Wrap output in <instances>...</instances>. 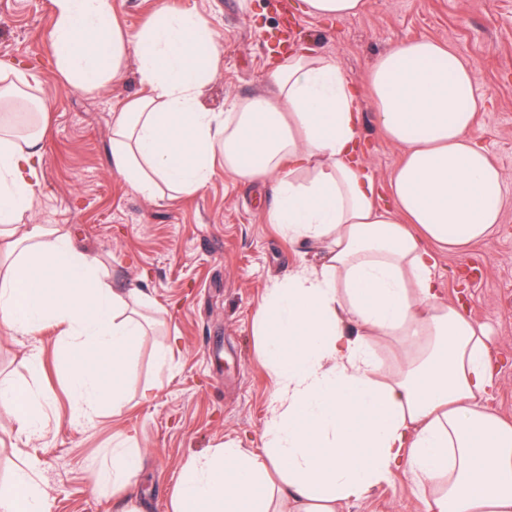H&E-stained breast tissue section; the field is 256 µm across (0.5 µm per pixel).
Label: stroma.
I'll return each instance as SVG.
<instances>
[{
    "instance_id": "35a3bbf8",
    "label": "stroma",
    "mask_w": 512,
    "mask_h": 512,
    "mask_svg": "<svg viewBox=\"0 0 512 512\" xmlns=\"http://www.w3.org/2000/svg\"><path fill=\"white\" fill-rule=\"evenodd\" d=\"M275 2L112 0L133 33L162 4L210 16L223 47L203 97L214 112L265 89L269 64L282 52ZM298 21L299 40L338 61L357 83L380 53L408 38H433L459 51L487 101L473 134L512 196V0H367L356 16ZM52 26V0H0V60L32 73L30 93L50 115L37 198L24 221L65 228L104 261L113 287L142 289L153 305L141 311L144 332L126 361L124 407L87 421L71 417L56 348L61 327L50 324L34 336L0 328V380L44 397L38 436L0 409V490L9 491L18 467L30 460L38 464L49 512H113V501L128 493L140 512H172L174 486L191 457L231 441L255 453L263 448L275 386L254 319L271 282L319 263L324 249L299 247L268 223L270 189L221 173L203 193L175 202L134 192L113 170L111 146L113 112L143 90L137 58L129 56L100 90H75L57 69ZM360 109L365 161L387 182L402 151L381 135L369 99H361ZM436 260L442 300L464 299L488 329L499 384L487 405L512 421V209L493 237L461 253L437 252ZM174 340L179 352L170 365H159L157 352ZM34 349L42 360L37 371L29 363ZM129 437L143 451L140 470L126 490L96 489L90 471ZM427 497L424 485L401 469L345 512H427Z\"/></svg>"
}]
</instances>
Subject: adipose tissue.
<instances>
[{
    "label": "adipose tissue",
    "mask_w": 512,
    "mask_h": 512,
    "mask_svg": "<svg viewBox=\"0 0 512 512\" xmlns=\"http://www.w3.org/2000/svg\"><path fill=\"white\" fill-rule=\"evenodd\" d=\"M56 64L69 86L94 92L139 61L143 94L112 115V167L138 194L176 201L204 191L217 171L271 183L267 214L290 240L321 241V264L301 266L266 292L254 327L278 391L256 454L228 446L183 468L173 512H269L271 494L302 512H341L395 470L430 489L428 512H512V423L487 408L497 371L484 331L463 303H444L439 249L493 234L512 199L472 132L483 106L476 72L429 38L381 53L363 84L306 47L271 61L263 92L228 112L201 96L221 52L208 15L158 7L136 34L112 0H52ZM0 86V236L18 258L0 278V327L33 336L63 326L59 354L74 419L124 400L125 359L143 326L71 235L25 223L37 196L48 112L26 104L28 81L10 67ZM402 157L388 184L369 170L360 139L361 97ZM387 204H379L380 194ZM405 356L383 376L372 340ZM0 406L29 434L43 429L31 387L0 384ZM127 441L92 470L101 489L138 470ZM282 478L268 486L269 470ZM0 512H47L36 466L24 464Z\"/></svg>",
    "instance_id": "ef3b65f1"
}]
</instances>
